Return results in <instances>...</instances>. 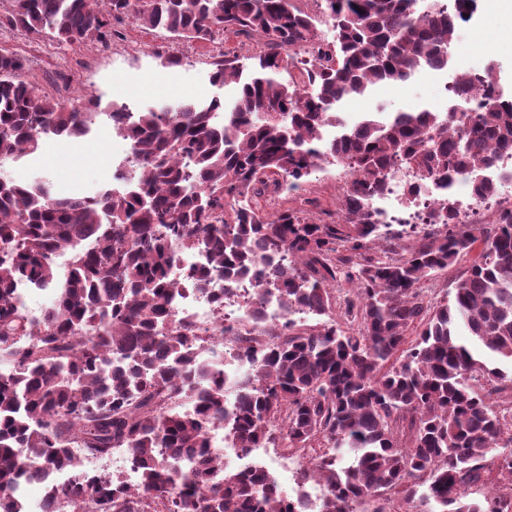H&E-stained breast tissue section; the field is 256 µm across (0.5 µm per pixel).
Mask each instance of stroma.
I'll return each mask as SVG.
<instances>
[{
	"mask_svg": "<svg viewBox=\"0 0 512 512\" xmlns=\"http://www.w3.org/2000/svg\"><path fill=\"white\" fill-rule=\"evenodd\" d=\"M512 17L492 14L481 7L475 20L458 25L455 40L463 47L453 71L438 73L421 69L402 85H378L362 97L347 99L342 107L346 123L372 112L393 113L427 108L435 112L447 109L442 83L452 80L454 72L481 73L496 66L505 91H512V39L506 31ZM121 37L113 39L105 50L85 44L65 50L46 44L36 46L15 31L0 30V47L25 55L29 63L23 78L42 93L71 100L88 94L102 102H126L137 108L174 104L185 99L208 100L224 90L211 81L212 58L216 47L240 56L250 55L254 41L231 33L217 35L215 43L181 42L164 31L151 29L128 19L121 25ZM175 53L182 65L166 67L164 55ZM125 147L121 137L112 133L107 120H99L89 136L74 139L55 137L43 143L29 162L0 165L4 178H50L57 196H84L111 185L112 175ZM340 168L329 164L321 180H307L296 192H281V207L305 209L308 217L332 221L336 217L340 190L336 176Z\"/></svg>",
	"mask_w": 512,
	"mask_h": 512,
	"instance_id": "stroma-1",
	"label": "stroma"
}]
</instances>
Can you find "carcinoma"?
Listing matches in <instances>:
<instances>
[{"label": "carcinoma", "instance_id": "carcinoma-1", "mask_svg": "<svg viewBox=\"0 0 512 512\" xmlns=\"http://www.w3.org/2000/svg\"><path fill=\"white\" fill-rule=\"evenodd\" d=\"M0 29L59 47L109 46L115 24L141 21L177 40L258 37L255 53L214 56L224 99L147 108L115 131L134 150L114 184L57 198L48 179H0V506L19 480L44 487L40 512H296L273 475L227 470L208 446L225 425L246 455L262 444L302 452L300 480L324 487L320 512H512V209L497 224L455 222L448 194L434 224L381 233L367 207L393 165L413 182H448L512 149V102L463 73L446 112L367 116L352 127L340 102L400 84L426 65L448 68L457 12L420 0H7ZM336 31L318 38L316 23ZM23 60L0 49V165L37 154L43 136L85 137L92 118L127 112L97 97L65 102L21 79ZM288 78H283V74ZM326 126L342 128L330 144ZM352 178L336 220L267 213L275 196L323 163ZM71 251L65 274L54 255ZM478 258L445 296L422 285ZM203 257L183 277L272 285L288 308L320 317L236 336L256 356L224 410V380L199 360L201 335L177 316L178 255ZM50 288L34 323L18 287ZM200 387L195 408L184 388ZM26 449L21 455L18 449ZM130 449L119 471L86 463ZM483 491L479 499L473 491Z\"/></svg>", "mask_w": 512, "mask_h": 512}]
</instances>
